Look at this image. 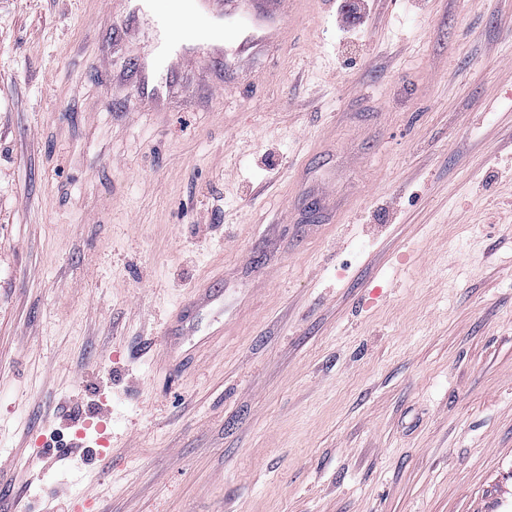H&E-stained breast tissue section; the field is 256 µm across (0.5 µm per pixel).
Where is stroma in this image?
I'll return each mask as SVG.
<instances>
[{"label":"stroma","mask_w":512,"mask_h":512,"mask_svg":"<svg viewBox=\"0 0 512 512\" xmlns=\"http://www.w3.org/2000/svg\"><path fill=\"white\" fill-rule=\"evenodd\" d=\"M336 9L137 112L0 0V512H512V0Z\"/></svg>","instance_id":"1"}]
</instances>
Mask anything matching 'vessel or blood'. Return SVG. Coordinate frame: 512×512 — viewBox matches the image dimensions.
Returning a JSON list of instances; mask_svg holds the SVG:
<instances>
[{
    "instance_id": "vessel-or-blood-1",
    "label": "vessel or blood",
    "mask_w": 512,
    "mask_h": 512,
    "mask_svg": "<svg viewBox=\"0 0 512 512\" xmlns=\"http://www.w3.org/2000/svg\"><path fill=\"white\" fill-rule=\"evenodd\" d=\"M287 0H171L161 13L157 0H112L105 11L119 39H134L141 17L154 19L156 45L153 56L135 63L119 79L131 87L139 107L151 112L169 109V98L185 70L197 61L198 52L233 71L242 57L277 41L286 25ZM207 17L209 23L194 29L190 18Z\"/></svg>"
}]
</instances>
